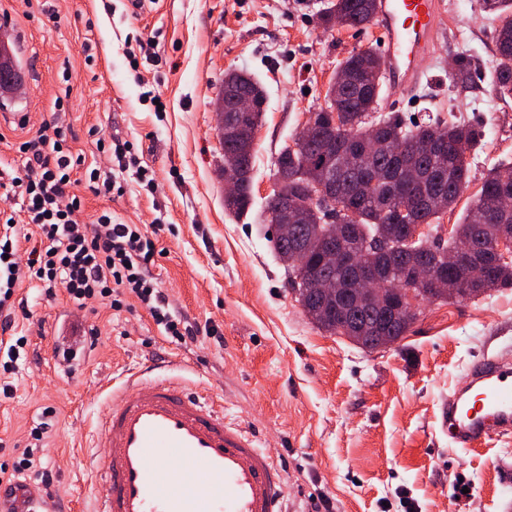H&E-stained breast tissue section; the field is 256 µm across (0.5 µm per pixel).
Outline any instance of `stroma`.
<instances>
[{
  "label": "stroma",
  "mask_w": 512,
  "mask_h": 512,
  "mask_svg": "<svg viewBox=\"0 0 512 512\" xmlns=\"http://www.w3.org/2000/svg\"><path fill=\"white\" fill-rule=\"evenodd\" d=\"M444 3L445 25L421 62L426 75L397 113L409 124L454 114L483 130L485 146L469 158L470 183L455 208L426 227L432 238L462 218L490 168L512 160V98L493 91L498 22L480 0ZM320 7L156 0L135 15L125 0H0V22L22 36L31 74L19 97L25 124L0 125V163L22 170L17 144L43 122L61 126L81 158L74 190L87 219L108 208L123 224H161L150 272L174 313L205 332L180 343L136 299L118 310L99 304L85 319L99 343L68 371L50 334L71 310L68 298L17 289L25 308L15 320L28 343L10 394H0V468L13 470L31 430L47 423L35 455L53 473L57 503L42 512L106 492L86 472L106 389L155 355L190 388L217 394L227 419L273 454L287 512H308L320 495L331 512H507L512 503V436L493 433L462 450L437 419L473 361L512 351V288L420 301L403 339L369 353L305 315L261 220L276 153L324 106L337 63L376 46L369 26L324 29ZM229 69L250 72L267 95L253 208L238 220L224 210L214 112ZM100 139L128 143L125 158L97 152ZM94 169L115 178L111 195L88 189ZM459 482L472 492L451 498Z\"/></svg>",
  "instance_id": "1"
}]
</instances>
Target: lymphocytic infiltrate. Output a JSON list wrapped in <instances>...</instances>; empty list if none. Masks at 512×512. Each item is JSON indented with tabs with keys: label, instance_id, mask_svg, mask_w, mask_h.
Here are the masks:
<instances>
[{
	"label": "lymphocytic infiltrate",
	"instance_id": "1",
	"mask_svg": "<svg viewBox=\"0 0 512 512\" xmlns=\"http://www.w3.org/2000/svg\"><path fill=\"white\" fill-rule=\"evenodd\" d=\"M18 151L25 160L23 173L0 185L1 201H21L17 223L0 228V329H13L12 299L28 281L49 298L65 292L80 310L91 300L119 308L126 297H135L168 336L196 340L198 327L172 315L165 292L148 272L155 244L147 228L114 222L108 209L85 222L83 201L71 191L79 160L62 128L43 123ZM24 224L39 228L40 247L22 248Z\"/></svg>",
	"mask_w": 512,
	"mask_h": 512
}]
</instances>
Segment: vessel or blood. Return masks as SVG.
Instances as JSON below:
<instances>
[{"label": "vessel or blood", "instance_id": "vessel-or-blood-1", "mask_svg": "<svg viewBox=\"0 0 512 512\" xmlns=\"http://www.w3.org/2000/svg\"><path fill=\"white\" fill-rule=\"evenodd\" d=\"M442 0H378L377 49L391 94L388 107L416 89L419 62L444 24ZM0 108H13L14 84L29 79L17 35L0 39ZM450 443L474 449L489 431L512 434V355L473 363L465 391L439 408ZM103 454L94 466L109 486L91 512H285L282 468L255 435L224 415L220 400L167 374L157 359L110 388L93 438ZM26 480L0 485V512H39Z\"/></svg>", "mask_w": 512, "mask_h": 512}]
</instances>
